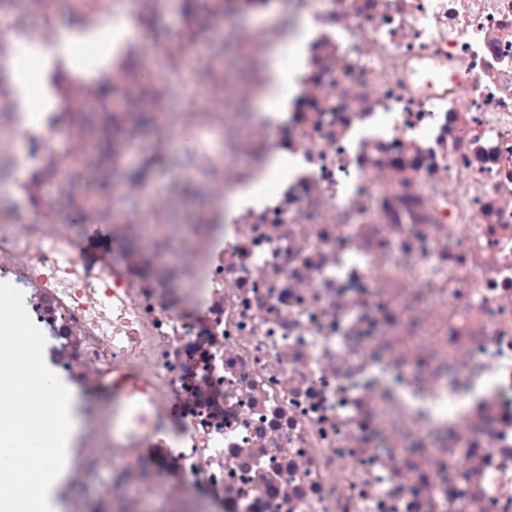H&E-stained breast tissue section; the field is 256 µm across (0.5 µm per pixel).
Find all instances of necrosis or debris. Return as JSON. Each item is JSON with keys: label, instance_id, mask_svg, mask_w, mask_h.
<instances>
[{"label": "necrosis or debris", "instance_id": "1", "mask_svg": "<svg viewBox=\"0 0 512 512\" xmlns=\"http://www.w3.org/2000/svg\"><path fill=\"white\" fill-rule=\"evenodd\" d=\"M282 64L288 112L261 111L244 24L224 61L223 120L199 121L229 224H167L143 185L138 244L114 241L128 297L123 354L87 334L99 307L67 278L25 293L44 361L83 392L145 376L148 421L97 451L73 484L105 480L97 512H137L167 487L178 512H512V0H298ZM0 113V171L26 212L0 209V283L77 251L69 219L114 212L82 162V110ZM62 125L65 146L50 133ZM285 155L286 173L258 181ZM61 185L53 197L42 185ZM191 235L186 258L156 240Z\"/></svg>", "mask_w": 512, "mask_h": 512}]
</instances>
